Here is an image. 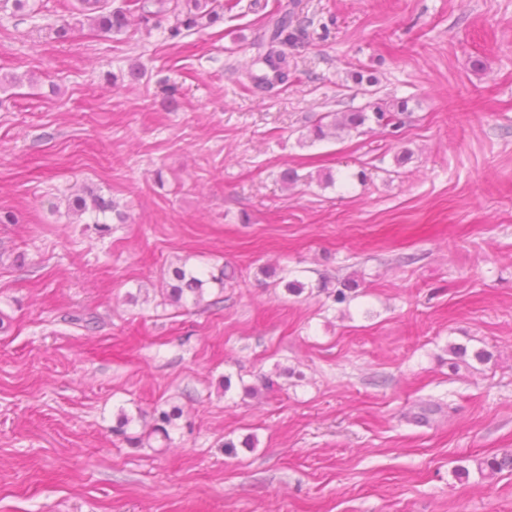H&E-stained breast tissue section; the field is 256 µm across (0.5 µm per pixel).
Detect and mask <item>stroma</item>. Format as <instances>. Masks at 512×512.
<instances>
[{
    "instance_id": "1",
    "label": "stroma",
    "mask_w": 512,
    "mask_h": 512,
    "mask_svg": "<svg viewBox=\"0 0 512 512\" xmlns=\"http://www.w3.org/2000/svg\"><path fill=\"white\" fill-rule=\"evenodd\" d=\"M290 2L175 40L0 11V512H512L477 466L512 454V0H301L254 86ZM394 98L397 131L308 137ZM182 262L230 278L177 307ZM159 405L169 447L113 434ZM295 6L292 11L285 12L275 20H273L267 29L265 43L268 50L264 55L258 56L253 61L254 65L261 63L266 66L271 72V77L268 73L262 76L253 77L249 73L250 80L256 79L263 83L273 84L284 83L288 80V56L280 48L287 45L289 41L296 39V33H303L307 25L310 24L307 16H302L299 10V3H294ZM295 8H298L295 11Z\"/></svg>"
}]
</instances>
